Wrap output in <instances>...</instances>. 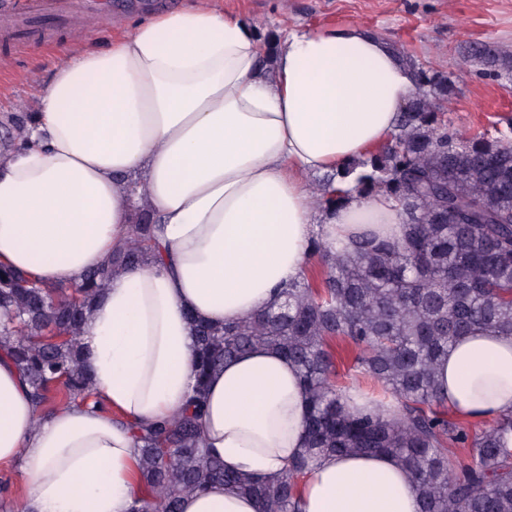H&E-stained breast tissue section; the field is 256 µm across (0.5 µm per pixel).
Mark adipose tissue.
<instances>
[{
    "label": "adipose tissue",
    "instance_id": "obj_1",
    "mask_svg": "<svg viewBox=\"0 0 512 512\" xmlns=\"http://www.w3.org/2000/svg\"><path fill=\"white\" fill-rule=\"evenodd\" d=\"M417 92L413 68L361 26L291 30L269 54L249 19L205 0L136 19L106 48L63 52L21 147L0 155V265L76 286L124 245L140 194L160 259L116 274L86 322L96 403L37 409L0 353V468L20 469L16 512H128L138 426L172 418L194 383L190 316L224 324L275 305L313 241L401 238L387 195L323 212L309 178L383 145ZM437 378L452 413L511 417L512 336L460 338ZM306 409L295 364L250 349L207 382L203 445L226 470L275 478L304 446ZM300 508L418 512L417 483L390 454H336L302 479ZM181 509L259 505L211 485Z\"/></svg>",
    "mask_w": 512,
    "mask_h": 512
}]
</instances>
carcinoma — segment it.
Here are the masks:
<instances>
[{"mask_svg":"<svg viewBox=\"0 0 512 512\" xmlns=\"http://www.w3.org/2000/svg\"><path fill=\"white\" fill-rule=\"evenodd\" d=\"M423 91L388 141L360 163L350 192L382 191L397 204L403 235L397 241L361 235L347 245L312 243L310 257L326 268L322 284L304 277L284 300L245 320L215 325L193 318L195 382L180 414L139 431L140 478L149 496L130 512H181V499L215 483L256 499L261 512H299V485L325 455L384 452L415 476L419 512H512V418L473 435L443 412L437 365L462 336L492 326L512 336V141L464 142L448 128L437 101L448 79L413 64ZM321 180L317 202L339 204ZM456 223H448V212ZM152 209L136 205L129 241L88 272L71 293L0 268V347L25 375L36 407L63 394L67 404L93 395L81 360L87 315L109 278L155 260ZM355 345L358 372L380 385L396 407L354 413L349 390L334 379L330 341ZM283 353L309 394L305 448L272 482L224 471L202 448L198 421L212 372L253 347ZM467 449L464 461L448 446Z\"/></svg>","mask_w":512,"mask_h":512,"instance_id":"cac0c4a2","label":"carcinoma"}]
</instances>
